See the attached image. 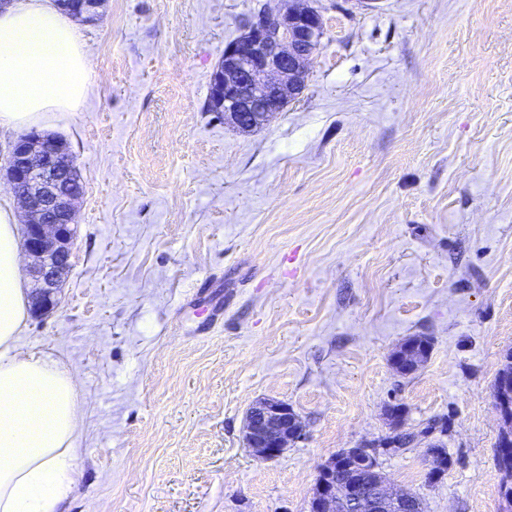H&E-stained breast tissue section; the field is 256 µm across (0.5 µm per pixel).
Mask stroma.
Segmentation results:
<instances>
[{
	"instance_id": "obj_1",
	"label": "stroma",
	"mask_w": 512,
	"mask_h": 512,
	"mask_svg": "<svg viewBox=\"0 0 512 512\" xmlns=\"http://www.w3.org/2000/svg\"><path fill=\"white\" fill-rule=\"evenodd\" d=\"M264 4L103 0L79 22L91 88L36 131L84 182L72 266L20 346L83 407L62 512H309L320 466L444 417L380 457L425 512H501L493 385L512 348V0H317L303 93L243 133L204 108L224 46ZM428 337L402 376L391 352ZM290 404L278 457L250 407ZM302 435L300 418L288 403L263 400L254 404L247 413L245 442L260 458L279 456L290 442Z\"/></svg>"
}]
</instances>
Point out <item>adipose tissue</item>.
Segmentation results:
<instances>
[{
  "instance_id": "ef3b65f1",
  "label": "adipose tissue",
  "mask_w": 512,
  "mask_h": 512,
  "mask_svg": "<svg viewBox=\"0 0 512 512\" xmlns=\"http://www.w3.org/2000/svg\"><path fill=\"white\" fill-rule=\"evenodd\" d=\"M89 47L49 0L0 10V125L75 112L89 91ZM28 290L11 204L0 205V512H59L80 451L83 411L72 374L21 350Z\"/></svg>"
}]
</instances>
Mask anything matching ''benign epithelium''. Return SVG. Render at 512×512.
I'll list each match as a JSON object with an SVG mask.
<instances>
[{
    "instance_id": "1",
    "label": "benign epithelium",
    "mask_w": 512,
    "mask_h": 512,
    "mask_svg": "<svg viewBox=\"0 0 512 512\" xmlns=\"http://www.w3.org/2000/svg\"><path fill=\"white\" fill-rule=\"evenodd\" d=\"M102 0H75L70 10L92 20ZM324 35L322 13L308 0H298L284 14H252L243 33L224 47V77L211 87L224 121L242 132L262 126L284 110L305 85L308 64ZM7 178L24 213L22 251L32 258V310L44 314L58 304L68 275L76 233L75 206L83 194L79 166L67 145L53 135L31 131L12 145ZM427 343L405 340L391 355L401 374L422 367ZM303 435L292 406L279 400L254 404L246 417L245 442L256 456H279ZM391 441L363 442L332 455L318 470L310 499L313 512H422L419 496L394 491L378 474L381 451Z\"/></svg>"
}]
</instances>
